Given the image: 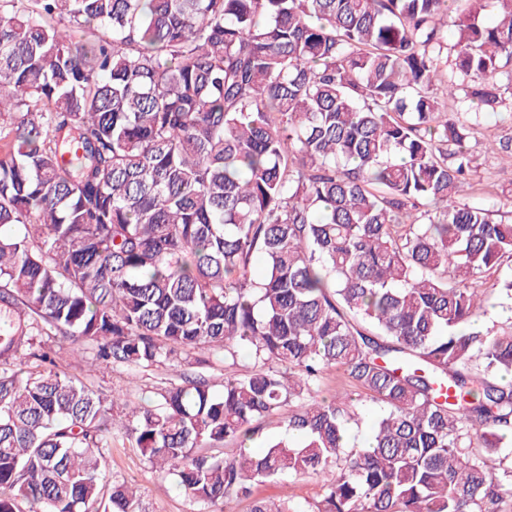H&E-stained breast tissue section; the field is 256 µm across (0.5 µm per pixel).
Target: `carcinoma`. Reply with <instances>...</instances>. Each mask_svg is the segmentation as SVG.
I'll use <instances>...</instances> for the list:
<instances>
[{"label":"carcinoma","instance_id":"carcinoma-1","mask_svg":"<svg viewBox=\"0 0 512 512\" xmlns=\"http://www.w3.org/2000/svg\"><path fill=\"white\" fill-rule=\"evenodd\" d=\"M452 5L0 0V512H142L104 485L118 398L31 363L87 343L176 373L121 427L205 512L324 473L251 512H502L512 332L470 327L468 283L512 222L456 198L512 100V0H470L450 45ZM331 366L380 406L363 448L356 399H317ZM190 360L199 359L200 364L194 365L193 372L210 376L211 381L220 383L224 379V364L216 361L214 356L205 348H199L190 355ZM288 495L296 503L305 505L318 499L323 492V481L321 477L300 476L286 477Z\"/></svg>","mask_w":512,"mask_h":512}]
</instances>
